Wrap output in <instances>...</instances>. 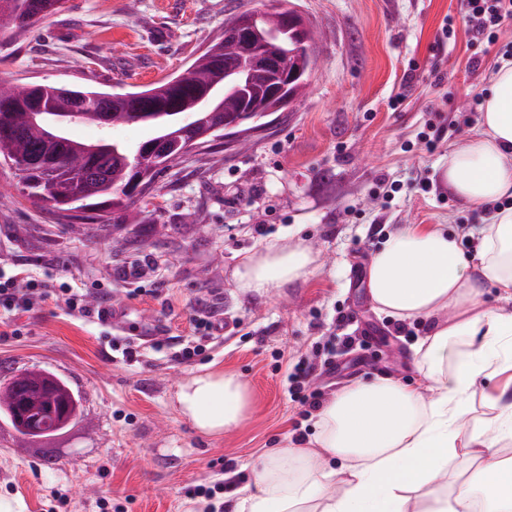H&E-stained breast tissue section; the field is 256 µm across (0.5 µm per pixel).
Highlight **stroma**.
Segmentation results:
<instances>
[{
  "mask_svg": "<svg viewBox=\"0 0 512 512\" xmlns=\"http://www.w3.org/2000/svg\"><path fill=\"white\" fill-rule=\"evenodd\" d=\"M315 33L310 87L268 118L246 148L190 154L122 215L121 243L108 215L78 226L20 192L0 164V275L28 270L69 288H105L113 316L100 323L50 299L0 322V382L26 370L63 379L81 400L67 426L22 438L0 417V499L16 512H190L186 488L210 485L232 465L240 485L288 446L315 445L316 414L301 416L287 392L299 359H316L315 386L385 375L424 391L414 345L429 322L377 311L367 294L373 255L401 224H440L471 254L487 215L441 184L440 166L478 123L470 105L512 51V24L496 41L470 43L459 0H281ZM264 0H67L64 11L21 32L0 21V77L24 84L136 91L178 74L224 30L226 19ZM450 37H443V28ZM478 67H471V59ZM442 82H434L432 69ZM436 140L426 150V139ZM300 240L317 266L259 296L233 271L277 240ZM149 264L146 293L129 297L135 264ZM222 312V337L201 355L176 358L193 337L197 308ZM345 315L337 324V315ZM358 338L345 346L343 336ZM336 337L335 357L322 345ZM139 339L128 361L113 342ZM162 349H153V341ZM207 368L238 375L252 395L247 419L219 436L200 434L176 401L180 383Z\"/></svg>",
  "mask_w": 512,
  "mask_h": 512,
  "instance_id": "stroma-1",
  "label": "stroma"
}]
</instances>
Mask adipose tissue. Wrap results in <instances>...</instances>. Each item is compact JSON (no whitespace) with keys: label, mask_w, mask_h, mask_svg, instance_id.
Instances as JSON below:
<instances>
[{"label":"adipose tissue","mask_w":512,"mask_h":512,"mask_svg":"<svg viewBox=\"0 0 512 512\" xmlns=\"http://www.w3.org/2000/svg\"><path fill=\"white\" fill-rule=\"evenodd\" d=\"M459 200L494 204L479 232L474 258L431 226L406 224L373 257L366 285L374 306L403 320L427 318L417 368L431 395L422 398L377 376L343 387L317 414L312 448L278 449L255 473L233 512H512V458L500 442L512 435V395L491 400L478 417L470 392L502 369L512 349V314L486 307L489 283L512 296V64L491 75L476 133L441 166ZM302 242L273 241L234 270L237 288L263 295L288 286L316 266ZM182 413L205 435H220L248 416L251 396L235 374L205 371L181 384ZM465 455L475 477L459 480L448 463ZM340 461V469L326 460ZM498 489L479 498L477 480Z\"/></svg>","instance_id":"adipose-tissue-1"}]
</instances>
